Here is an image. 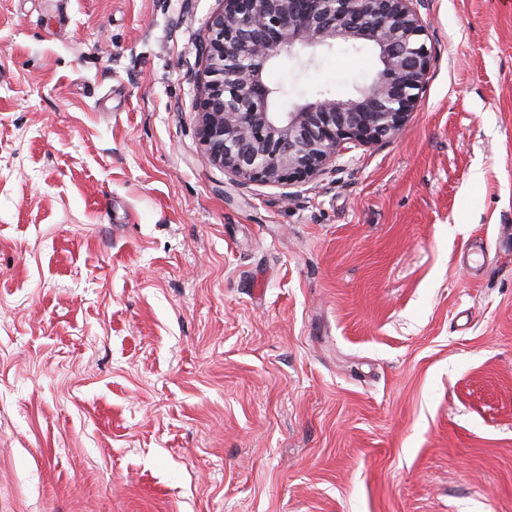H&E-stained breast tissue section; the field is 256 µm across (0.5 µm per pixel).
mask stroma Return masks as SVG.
<instances>
[{"mask_svg": "<svg viewBox=\"0 0 512 512\" xmlns=\"http://www.w3.org/2000/svg\"><path fill=\"white\" fill-rule=\"evenodd\" d=\"M220 7L0 0V512H512V7L429 0L409 121L288 203L197 135Z\"/></svg>", "mask_w": 512, "mask_h": 512, "instance_id": "1", "label": "stroma"}]
</instances>
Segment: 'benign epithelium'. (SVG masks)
Masks as SVG:
<instances>
[{
  "instance_id": "1",
  "label": "benign epithelium",
  "mask_w": 512,
  "mask_h": 512,
  "mask_svg": "<svg viewBox=\"0 0 512 512\" xmlns=\"http://www.w3.org/2000/svg\"><path fill=\"white\" fill-rule=\"evenodd\" d=\"M428 0H224L210 17L197 74L198 135L237 183L310 182L353 146L396 136L430 70L421 10ZM366 41L377 77L347 100L274 108L267 63L301 46Z\"/></svg>"
}]
</instances>
